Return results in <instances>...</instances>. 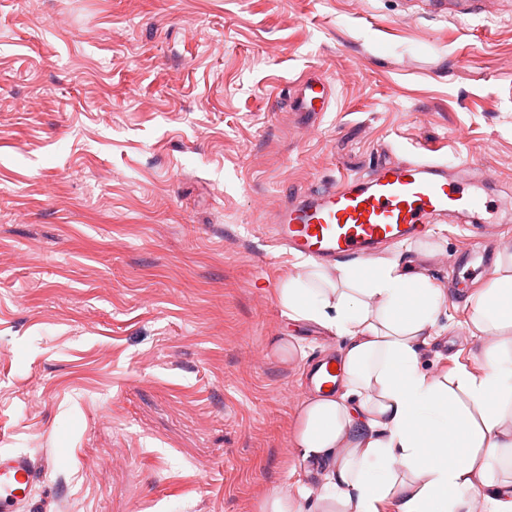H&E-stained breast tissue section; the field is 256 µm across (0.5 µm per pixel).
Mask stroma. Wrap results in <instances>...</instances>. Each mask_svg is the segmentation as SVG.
<instances>
[{"instance_id":"1","label":"stroma","mask_w":512,"mask_h":512,"mask_svg":"<svg viewBox=\"0 0 512 512\" xmlns=\"http://www.w3.org/2000/svg\"><path fill=\"white\" fill-rule=\"evenodd\" d=\"M308 77L331 90L312 123L289 107ZM386 154L476 164L484 197L512 196V14L0 0V452L38 466L19 512H259L305 484L302 375L338 337L284 314L302 258L269 226ZM468 244L443 222L379 257L444 288ZM469 288L430 375L482 371Z\"/></svg>"}]
</instances>
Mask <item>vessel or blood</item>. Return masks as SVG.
<instances>
[{
    "label": "vessel or blood",
    "instance_id": "b4317fda",
    "mask_svg": "<svg viewBox=\"0 0 512 512\" xmlns=\"http://www.w3.org/2000/svg\"><path fill=\"white\" fill-rule=\"evenodd\" d=\"M299 105L313 116L328 106L323 82L305 83ZM480 198L459 182L448 179L445 167L413 156L376 162L370 176L323 189L292 194L278 210L271 230L275 245L325 264L366 258L374 251L426 233L441 215L479 210ZM473 244L460 255L459 266L489 269L492 253L483 238L496 227L470 225ZM336 359L325 355L311 368L307 384L314 390L335 388L341 375ZM36 465L26 455L0 452V512H16L35 481Z\"/></svg>",
    "mask_w": 512,
    "mask_h": 512
}]
</instances>
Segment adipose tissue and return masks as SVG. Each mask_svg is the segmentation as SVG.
Masks as SVG:
<instances>
[{"label": "adipose tissue", "instance_id": "adipose-tissue-1", "mask_svg": "<svg viewBox=\"0 0 512 512\" xmlns=\"http://www.w3.org/2000/svg\"><path fill=\"white\" fill-rule=\"evenodd\" d=\"M277 290L289 319L344 340L339 387L302 404L297 466L320 483L308 504L278 490L259 512H512V255L466 300L472 335L495 342L484 370L427 376L442 288L397 261L347 267L312 261Z\"/></svg>", "mask_w": 512, "mask_h": 512}]
</instances>
